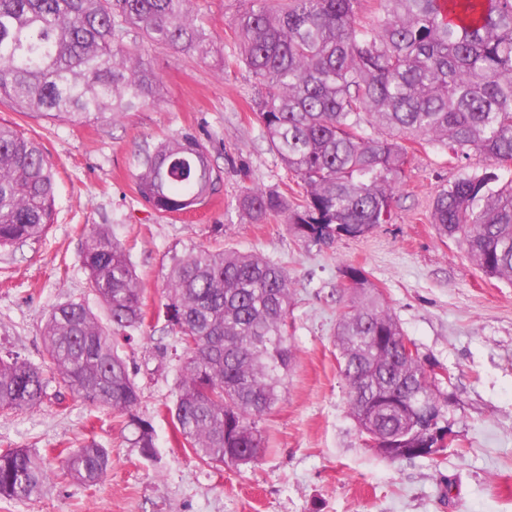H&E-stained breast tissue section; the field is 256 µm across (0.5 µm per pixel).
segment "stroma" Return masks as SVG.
<instances>
[{
  "label": "stroma",
  "instance_id": "obj_1",
  "mask_svg": "<svg viewBox=\"0 0 512 512\" xmlns=\"http://www.w3.org/2000/svg\"><path fill=\"white\" fill-rule=\"evenodd\" d=\"M241 8V0H194L210 53L145 48L159 100L117 121L70 123L0 103V119L41 143L56 183L46 235L0 250V349L49 374L42 331L52 308L80 301L106 319L80 262L94 226L108 227L129 252L151 312L173 253L220 245L259 254L285 267L295 293L288 334L296 361L282 400L259 422L266 448L257 463L216 468L185 447L167 411L181 368L177 338L150 318L123 354L141 392L138 413L154 429V456L133 445L126 416L52 381L39 407L0 410V451L37 449L48 470L40 498L0 499V512H512V283L486 278L430 222L443 186L486 172L501 185L512 181V166L417 151L392 223L329 245L296 239L280 215L252 221L238 207L246 189L292 202L304 189L270 150L258 119L255 81L232 33ZM186 131L206 146L224 184L197 210L163 215L140 198L134 175L146 151ZM347 264L365 268L405 336L450 377L440 389L451 396L445 416L458 441L437 459L384 458L347 414L334 337ZM88 438L110 453L94 486L61 473V450Z\"/></svg>",
  "mask_w": 512,
  "mask_h": 512
}]
</instances>
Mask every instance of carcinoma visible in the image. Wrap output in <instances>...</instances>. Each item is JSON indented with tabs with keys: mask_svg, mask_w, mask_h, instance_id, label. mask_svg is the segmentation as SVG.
Returning <instances> with one entry per match:
<instances>
[{
	"mask_svg": "<svg viewBox=\"0 0 512 512\" xmlns=\"http://www.w3.org/2000/svg\"><path fill=\"white\" fill-rule=\"evenodd\" d=\"M369 22L361 0H246L234 23L258 88L257 114L272 151L303 185L290 205L253 188L238 205L252 220L282 214L304 242L355 238L393 221L417 144L512 164V0H379ZM135 31L152 45L204 57L206 29L193 0H0V102L59 120L112 121L155 100L159 79ZM138 194L160 213L190 211L220 193L223 175L185 132L146 155ZM465 176L435 195L431 223L489 278L512 282V182ZM55 212L52 165L41 146L0 122V247L44 235ZM81 263L108 312L102 324L79 301L54 307L43 330L56 374L91 405L127 415L133 444L154 454V430L137 414L140 392L120 342L147 318L144 289L124 247L104 226L86 235ZM349 294L336 328L347 407L358 431L392 448L390 459L435 458L448 405L361 267L341 270ZM161 303L184 359L168 407L204 462L239 466L265 447L260 419L282 400L296 351L288 336L294 290L280 264L222 247L175 254ZM43 369L0 356V409L47 397ZM110 466L83 441L67 476L93 486ZM48 479L29 448L0 452V499L32 500Z\"/></svg>",
	"mask_w": 512,
	"mask_h": 512,
	"instance_id": "cac0c4a2",
	"label": "carcinoma"
}]
</instances>
